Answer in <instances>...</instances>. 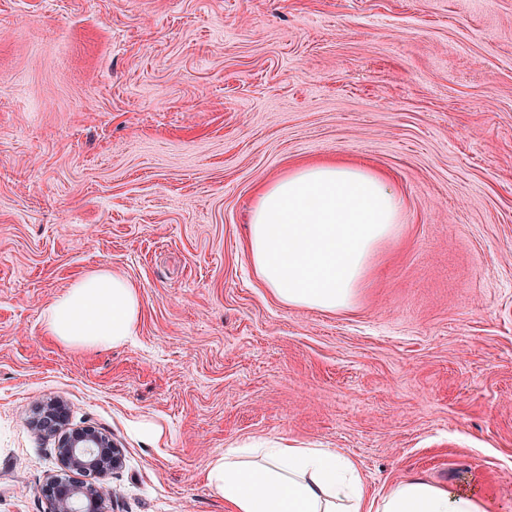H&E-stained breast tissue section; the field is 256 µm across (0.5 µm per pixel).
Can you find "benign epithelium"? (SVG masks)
Segmentation results:
<instances>
[{
  "label": "benign epithelium",
  "instance_id": "benign-epithelium-1",
  "mask_svg": "<svg viewBox=\"0 0 512 512\" xmlns=\"http://www.w3.org/2000/svg\"><path fill=\"white\" fill-rule=\"evenodd\" d=\"M40 424L58 437L64 470L79 471L94 478L90 483H71L60 475L50 478L44 489L49 512H77L78 504L82 512H105L107 488L103 480L118 463V449L92 427H68V410L61 402L45 408Z\"/></svg>",
  "mask_w": 512,
  "mask_h": 512
}]
</instances>
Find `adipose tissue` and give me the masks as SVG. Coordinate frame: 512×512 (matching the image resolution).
Instances as JSON below:
<instances>
[{"mask_svg": "<svg viewBox=\"0 0 512 512\" xmlns=\"http://www.w3.org/2000/svg\"><path fill=\"white\" fill-rule=\"evenodd\" d=\"M401 204L384 176L315 163L268 183L247 248L264 285L295 308L351 307L377 248L399 229ZM137 289L106 269L76 279L42 313L44 332L76 349L120 346L141 318ZM206 483L231 512H485L478 490L410 472L373 496L350 457L332 448H228Z\"/></svg>", "mask_w": 512, "mask_h": 512, "instance_id": "adipose-tissue-1", "label": "adipose tissue"}]
</instances>
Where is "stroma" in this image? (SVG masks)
<instances>
[{"label":"stroma","mask_w":512,"mask_h":512,"mask_svg":"<svg viewBox=\"0 0 512 512\" xmlns=\"http://www.w3.org/2000/svg\"><path fill=\"white\" fill-rule=\"evenodd\" d=\"M324 160L402 202L334 313L246 246L261 184ZM97 268L137 334L65 347L41 313ZM55 399L122 450L106 512H227L206 470L247 443L512 512V0H0V512H49Z\"/></svg>","instance_id":"stroma-1"}]
</instances>
